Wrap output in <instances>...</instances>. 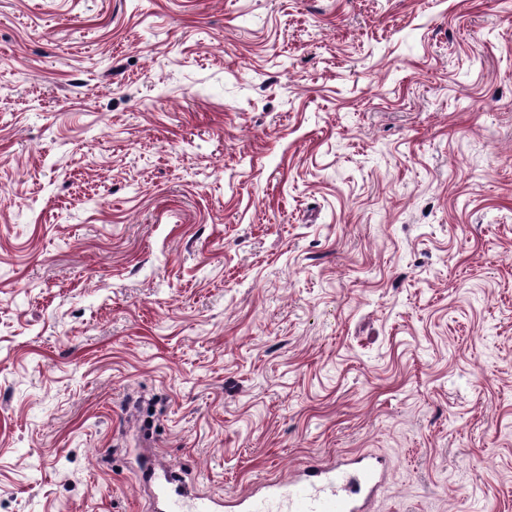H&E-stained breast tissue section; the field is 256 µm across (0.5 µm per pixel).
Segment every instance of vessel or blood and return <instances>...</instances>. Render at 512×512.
Returning a JSON list of instances; mask_svg holds the SVG:
<instances>
[{"label": "vessel or blood", "mask_w": 512, "mask_h": 512, "mask_svg": "<svg viewBox=\"0 0 512 512\" xmlns=\"http://www.w3.org/2000/svg\"><path fill=\"white\" fill-rule=\"evenodd\" d=\"M141 465L157 485L154 512H215V503L209 499L183 506L170 490L179 480L172 466L153 457ZM384 479L381 461L363 455L337 460L329 468L308 466L287 483L267 486L260 495L227 500L226 506L231 512H367Z\"/></svg>", "instance_id": "obj_1"}]
</instances>
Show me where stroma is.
Instances as JSON below:
<instances>
[{"label": "stroma", "instance_id": "35a3bbf8", "mask_svg": "<svg viewBox=\"0 0 512 512\" xmlns=\"http://www.w3.org/2000/svg\"><path fill=\"white\" fill-rule=\"evenodd\" d=\"M342 454L512 512V0H0V512Z\"/></svg>", "mask_w": 512, "mask_h": 512}]
</instances>
